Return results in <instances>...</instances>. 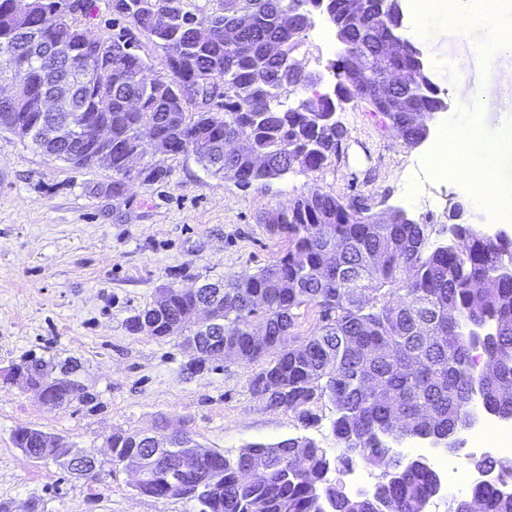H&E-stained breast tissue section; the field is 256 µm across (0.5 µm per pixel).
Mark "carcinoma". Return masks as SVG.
<instances>
[{"label": "carcinoma", "instance_id": "cac0c4a2", "mask_svg": "<svg viewBox=\"0 0 512 512\" xmlns=\"http://www.w3.org/2000/svg\"><path fill=\"white\" fill-rule=\"evenodd\" d=\"M185 2L119 0L113 7L166 53L169 74L149 81L141 56L130 52L100 71L97 47L80 43L79 24L38 13L29 17L53 46L95 72L75 81L88 111L112 127V181L97 185L101 193L125 194L126 151L140 134L152 132L170 143L171 154L190 153L211 172L248 187L330 164L344 134L336 113L346 104L381 113L412 147L443 100L436 85L411 79L416 46L374 5L356 14L351 0H222L220 24L240 28L237 43L229 45L219 31L198 28ZM314 11L327 16L345 46L332 64L331 92L315 78L297 83L285 68ZM390 30L399 45L375 64ZM198 73L224 86V113L200 111L183 99L180 82ZM294 83L303 96L290 104L285 93ZM133 96L141 99L137 111L127 107ZM50 119L61 137L44 145L40 126ZM0 128L24 132L42 153L76 168L94 165L62 112L42 118L0 103ZM353 210L344 198L314 190L263 213L260 223L287 239L285 254L221 288L203 289L224 329L222 341L241 360L263 362L250 382L253 395L294 412L303 423L316 418L312 405L330 402L339 455L331 459L303 437L251 444L235 458L210 450L193 475L205 482L199 493L169 485L159 470L141 484L142 494L193 499L199 512H426L442 476L426 458L407 459L394 445L421 427L431 434L432 446L460 451L476 395L485 411L512 419V273L504 272L512 264V242L461 224L450 232V242L433 247L431 224L409 221L399 211L380 222ZM192 303L191 289L169 286L166 303L138 311L128 329L137 333L145 318L152 336L180 335L190 323ZM308 304L321 309L324 325L296 341L294 310ZM257 322L267 329L262 349L250 335ZM193 336L197 356L187 369L198 371L210 358L212 342L199 330ZM478 348L489 363L485 371L476 370ZM17 366L47 384L59 407L91 399L71 358L57 373L37 357ZM35 434L26 426L13 432L14 445L27 457L54 461L68 452L63 438L45 448L32 440ZM112 448L120 457L152 452L138 432L112 434ZM359 459L382 467V480L352 495L330 473L338 466L348 471ZM104 473V463L87 455L80 477L98 481ZM471 500L482 504V512H512V492L493 485L473 487Z\"/></svg>", "mask_w": 512, "mask_h": 512}]
</instances>
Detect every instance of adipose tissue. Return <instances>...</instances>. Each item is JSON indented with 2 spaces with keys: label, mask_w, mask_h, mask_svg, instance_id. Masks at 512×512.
Masks as SVG:
<instances>
[{
  "label": "adipose tissue",
  "mask_w": 512,
  "mask_h": 512,
  "mask_svg": "<svg viewBox=\"0 0 512 512\" xmlns=\"http://www.w3.org/2000/svg\"><path fill=\"white\" fill-rule=\"evenodd\" d=\"M499 7L490 11L486 25L488 59L498 70L503 83L512 84V27L498 24L502 13L512 14V0H498ZM512 151V136L498 140L485 139L476 129H458L448 141L440 143L432 157L433 164L450 166L457 180H473L482 171L483 192L477 205L502 212H512V188L502 187L492 163L500 154Z\"/></svg>",
  "instance_id": "obj_1"
}]
</instances>
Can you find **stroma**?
Returning a JSON list of instances; mask_svg holds the SVG:
<instances>
[{"label":"stroma","mask_w":512,"mask_h":512,"mask_svg":"<svg viewBox=\"0 0 512 512\" xmlns=\"http://www.w3.org/2000/svg\"><path fill=\"white\" fill-rule=\"evenodd\" d=\"M80 22L95 36L131 42L148 76L167 74L164 51L128 21L115 20L111 0H93ZM412 40L448 102L447 111L429 120L422 144L405 146L367 108L349 104L337 115L346 134L327 167L297 170L265 185L238 187L208 173L193 155L163 156L148 144L135 168L157 164L165 177H133L117 200L94 191L111 181L110 170L73 168L0 130V368L29 354L54 361L73 357L82 365L79 380L94 396L87 404L51 407L35 391L0 379V501L11 502L13 512H25L32 497L43 501L45 512L200 509L194 501L141 494L133 476L120 469L89 482L29 459L12 442L20 426L63 437L74 452L100 458L108 456L112 434L177 429L227 457L253 443L289 437L313 439L328 457L338 455L330 403L317 404L316 421L303 424L293 412L253 396L257 364L218 356L192 374L187 366L193 352L182 336L134 334L127 321L153 304L161 287L190 288L198 277L221 283L274 264L287 243L270 235L259 215L317 189L357 198L379 217L404 210L436 225L435 244L448 239L443 229L453 203L463 205V223H481L471 189L438 178L426 157L445 127L475 125L485 138H500L501 111L512 103V88L500 87L481 49L483 23L464 39L435 10ZM341 50L332 25L316 12L292 59L325 78ZM459 83L492 85L496 94L477 112L454 94ZM424 181L437 197L428 210L418 204Z\"/></svg>","instance_id":"1"}]
</instances>
